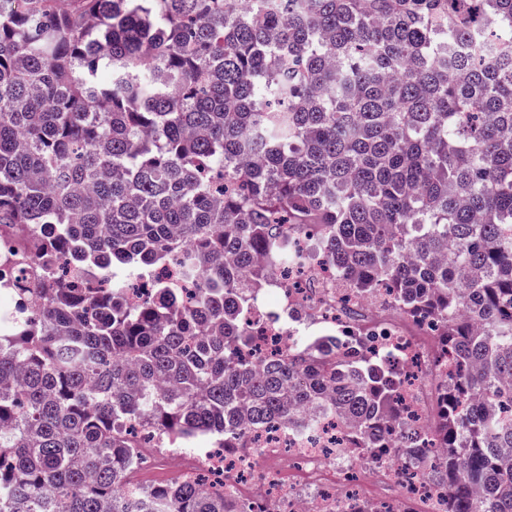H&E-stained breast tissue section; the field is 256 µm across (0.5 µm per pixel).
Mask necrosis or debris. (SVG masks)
Returning <instances> with one entry per match:
<instances>
[{
    "instance_id": "obj_1",
    "label": "necrosis or debris",
    "mask_w": 512,
    "mask_h": 512,
    "mask_svg": "<svg viewBox=\"0 0 512 512\" xmlns=\"http://www.w3.org/2000/svg\"><path fill=\"white\" fill-rule=\"evenodd\" d=\"M18 249L16 240L0 231V300L10 301L12 310L30 306L27 298L16 294V287H36L39 275L58 272L50 256L36 272L11 264L8 257ZM260 301L274 303L280 319L272 326L262 320L252 323V353L257 358L287 350L294 336L311 325L328 324L348 334L360 322L377 328L375 345L391 348L400 362H418L429 355L432 320L411 323L379 297L348 302L319 257L293 274L275 272ZM12 310H1L0 320L9 321ZM283 451L288 454L287 465L255 479L258 455L276 457ZM197 468L207 473L211 486L223 487L225 494L259 503L272 501L281 512H339L346 503L357 512H390L392 505L380 492L384 484L401 485L412 512H434L441 496L438 488L417 480L416 467L404 468L392 459L381 465L363 459L358 449L349 447L325 423L311 436L279 428L261 437L248 436L245 447L206 452Z\"/></svg>"
}]
</instances>
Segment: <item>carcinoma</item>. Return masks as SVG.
Instances as JSON below:
<instances>
[{
  "label": "carcinoma",
  "mask_w": 512,
  "mask_h": 512,
  "mask_svg": "<svg viewBox=\"0 0 512 512\" xmlns=\"http://www.w3.org/2000/svg\"><path fill=\"white\" fill-rule=\"evenodd\" d=\"M0 0V225L61 275L0 328V512H258L133 449L229 448L312 407L424 460L443 512H512V0ZM436 321V413L357 328L251 358L288 226ZM208 265L195 295L127 280ZM49 227L47 225H38L33 228L34 235L38 237L42 242V247L45 249L43 254L50 252L51 244L53 243V234L49 232ZM41 256L44 261V266L39 268V273L43 276L45 274L58 275L59 270L58 266L54 261V252L51 253V256L46 257L45 255ZM179 474L172 472L168 465L159 457H149L145 472L139 474V479L147 480L152 485L169 483Z\"/></svg>",
  "instance_id": "carcinoma-1"
}]
</instances>
